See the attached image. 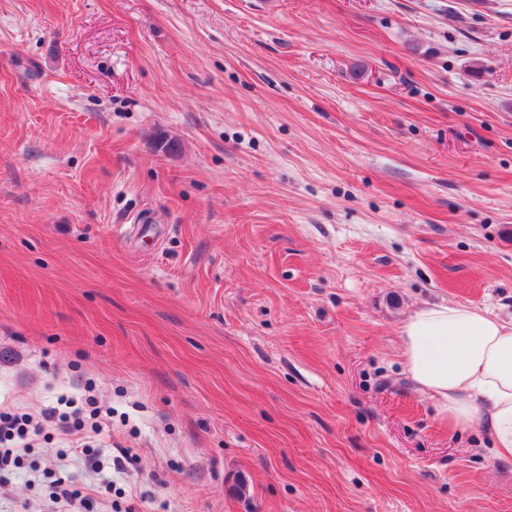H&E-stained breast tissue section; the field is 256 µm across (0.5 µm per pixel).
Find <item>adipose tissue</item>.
I'll return each instance as SVG.
<instances>
[{
    "label": "adipose tissue",
    "mask_w": 512,
    "mask_h": 512,
    "mask_svg": "<svg viewBox=\"0 0 512 512\" xmlns=\"http://www.w3.org/2000/svg\"><path fill=\"white\" fill-rule=\"evenodd\" d=\"M409 379L437 408L449 430L478 425L495 456L512 462V321L465 304H434L400 330Z\"/></svg>",
    "instance_id": "adipose-tissue-1"
}]
</instances>
